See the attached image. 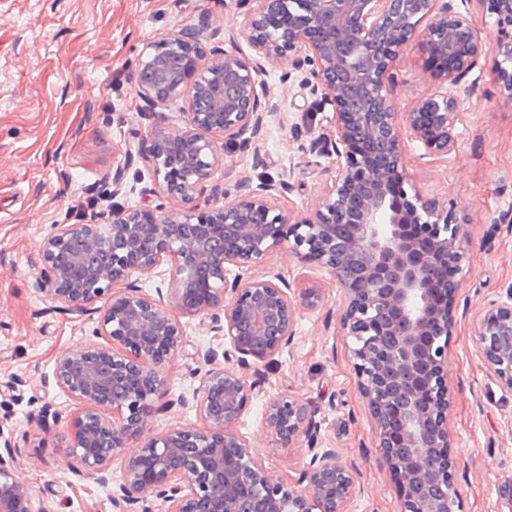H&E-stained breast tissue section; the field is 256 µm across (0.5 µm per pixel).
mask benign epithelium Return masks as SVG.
I'll use <instances>...</instances> for the list:
<instances>
[{
    "mask_svg": "<svg viewBox=\"0 0 512 512\" xmlns=\"http://www.w3.org/2000/svg\"><path fill=\"white\" fill-rule=\"evenodd\" d=\"M243 36L246 58L215 50L204 62L198 40L180 32L153 41L134 75L137 95L155 105L187 99L183 125L153 134L150 163L170 208L126 206L123 162L96 187L104 208L90 220L53 224L44 238L35 288L60 311L101 303L98 332L107 346L61 352L56 384L80 412L72 420L71 457L80 476L98 477L119 459L110 500L116 512H348L361 493L355 467L334 448L315 452L295 484L273 480L256 462L240 423L260 393L250 363L289 351L299 310L316 307V292L295 293L270 272L245 275L285 250L316 265L341 288L339 328L351 340L352 366L372 417L376 447L394 477L400 512H455L457 490L448 432V336L451 304L435 288L441 272L459 269L469 241L447 206L420 191L398 201L394 187L412 185L406 147L429 157L457 145L461 81L480 65L483 39L454 0H258ZM497 24L512 27V0H491ZM420 40L436 61L432 76L448 91L406 111L395 98L391 69L403 48ZM303 51L310 91L333 110V130L309 151L329 159L322 201L301 217L272 204L291 189L261 180L224 204L202 211L199 188L224 159L214 135L250 142L281 103L266 88L264 63ZM512 35L499 36L492 67L512 99ZM166 261L168 295L153 297L140 277ZM206 272V296L188 291ZM179 309L209 319L223 353L210 347V368L193 391L202 426L148 433L155 398L165 389L160 368L179 354ZM478 343L490 371L512 391V289L477 318ZM225 364H217L218 357ZM270 441L288 446L312 427L307 407L284 396L266 402ZM141 438L135 448L129 440ZM0 453V512H51L16 474L10 441Z\"/></svg>",
    "mask_w": 512,
    "mask_h": 512,
    "instance_id": "1",
    "label": "benign epithelium"
}]
</instances>
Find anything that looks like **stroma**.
Instances as JSON below:
<instances>
[{
	"mask_svg": "<svg viewBox=\"0 0 512 512\" xmlns=\"http://www.w3.org/2000/svg\"><path fill=\"white\" fill-rule=\"evenodd\" d=\"M255 0H0V436L16 451L17 474L52 512H112L109 487L69 468V427L78 406L57 386V355L107 345L95 316L61 313L38 293L43 238L50 225L89 219L99 206L92 187L111 176L124 143L142 154L126 170L123 203L162 206L147 159L152 133L180 124L182 100L151 105L134 89L145 48L169 32L199 36L203 50L220 45L251 55L241 35ZM396 98L406 109L441 91L420 43L398 63ZM265 82L283 98L282 119L249 145L228 144L224 161L199 191L200 209L215 207L214 188L228 192L290 175L278 207L301 216L321 201L328 161L300 148L333 127V111L313 96L295 57L267 64ZM476 93L459 106L461 138L444 159L420 158L409 147L416 188L439 198L465 222L471 239L455 282L448 338V429L460 512H512V391L490 374L477 342L475 317L512 286V99L493 69L479 73ZM297 290L320 292L316 309L301 310L291 354L260 362L263 394L239 430L259 465L276 480L296 481L313 448L337 449L355 461L364 493L350 512H399L395 481L374 446L375 434L358 387L348 344L337 324L342 294L325 270L274 254L265 268ZM182 351L163 370L166 398L191 396L214 343L200 317L179 314ZM303 403L313 427L281 447L263 433L269 396Z\"/></svg>",
	"mask_w": 512,
	"mask_h": 512,
	"instance_id": "obj_1",
	"label": "stroma"
}]
</instances>
